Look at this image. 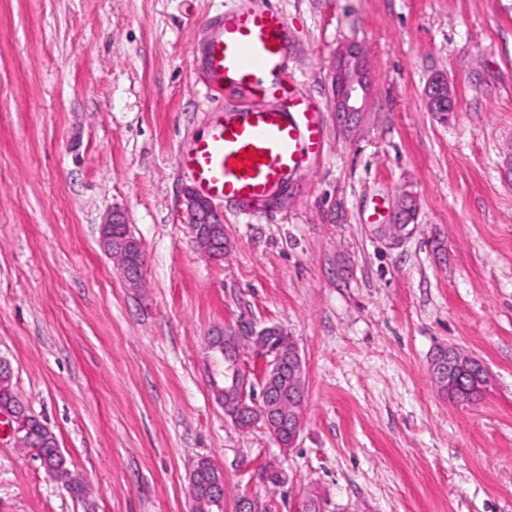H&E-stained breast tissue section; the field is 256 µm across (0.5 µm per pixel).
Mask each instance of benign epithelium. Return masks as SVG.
<instances>
[{
  "instance_id": "obj_1",
  "label": "benign epithelium",
  "mask_w": 512,
  "mask_h": 512,
  "mask_svg": "<svg viewBox=\"0 0 512 512\" xmlns=\"http://www.w3.org/2000/svg\"><path fill=\"white\" fill-rule=\"evenodd\" d=\"M365 92L364 61L358 48L348 46L338 52L336 63V111L345 120L350 121L358 116L361 108L357 106L359 94ZM426 103L432 112H448L453 110L455 100L446 80L438 76L432 79L425 89ZM183 213L192 229L194 244L203 255L210 259H218L212 248V238L224 224V215L213 202L197 194V190L187 187L183 192ZM127 223L124 212L114 210L100 224V242L117 261L126 280L132 285L142 281L146 259L141 243L136 239L123 240L119 246L112 245V225ZM261 336L266 329L255 331L248 325L238 328L216 330L207 337L204 367L211 391L218 393L222 389L234 394L238 410L256 411L267 407L271 390L281 361V353L276 350L264 349L265 369L258 378H253L249 370L243 367L241 345L245 334ZM431 374L441 384L447 386L448 396L456 399L468 387L475 384L487 386L490 382L488 369L482 361L455 347L438 349L431 359ZM294 407L288 415V430L293 448L303 427L304 392L292 395Z\"/></svg>"
}]
</instances>
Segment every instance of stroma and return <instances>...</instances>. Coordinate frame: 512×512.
Wrapping results in <instances>:
<instances>
[{"instance_id":"35a3bbf8","label":"stroma","mask_w":512,"mask_h":512,"mask_svg":"<svg viewBox=\"0 0 512 512\" xmlns=\"http://www.w3.org/2000/svg\"><path fill=\"white\" fill-rule=\"evenodd\" d=\"M288 18L287 92L324 146L273 202L220 203L209 260L182 214L179 155L232 111L197 79L217 16ZM361 48L363 117L335 112L337 51ZM444 76L451 112L429 111ZM397 245L380 236L404 197ZM121 209L147 265L100 244ZM275 325L305 365L304 425L281 451L235 427L205 336ZM480 359L477 401L442 394L438 346ZM0 358L81 491L0 423V512H188V474L224 471V512H512V0H0ZM274 466L281 486L260 481Z\"/></svg>"}]
</instances>
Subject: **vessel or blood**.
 Instances as JSON below:
<instances>
[{
    "instance_id": "obj_1",
    "label": "vessel or blood",
    "mask_w": 512,
    "mask_h": 512,
    "mask_svg": "<svg viewBox=\"0 0 512 512\" xmlns=\"http://www.w3.org/2000/svg\"><path fill=\"white\" fill-rule=\"evenodd\" d=\"M288 20L278 8L237 9L219 16L201 55L210 92L225 84L252 95L287 96L280 108L246 106L217 117L209 133L194 140L179 162L197 191L211 199L258 205L321 151L319 109L310 99L286 95L282 84L288 55Z\"/></svg>"
}]
</instances>
